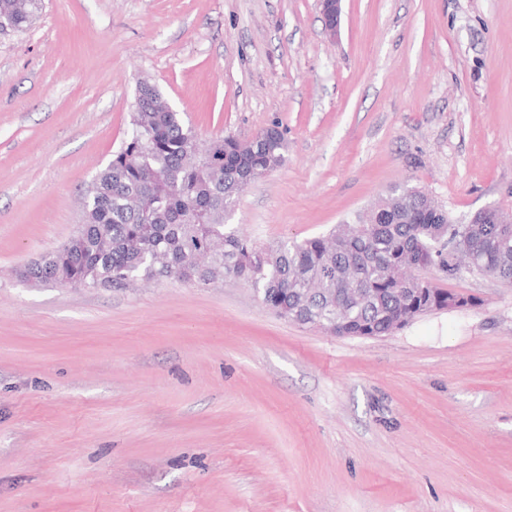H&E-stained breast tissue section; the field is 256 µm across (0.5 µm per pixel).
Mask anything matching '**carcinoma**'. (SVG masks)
I'll list each match as a JSON object with an SVG mask.
<instances>
[{
    "instance_id": "cac0c4a2",
    "label": "carcinoma",
    "mask_w": 512,
    "mask_h": 512,
    "mask_svg": "<svg viewBox=\"0 0 512 512\" xmlns=\"http://www.w3.org/2000/svg\"><path fill=\"white\" fill-rule=\"evenodd\" d=\"M40 0H0V32L31 25ZM126 142L95 178L81 224L61 247L27 263L38 285L124 288L136 280L179 279L207 286L226 277L250 283L283 317L299 310L301 325L349 323L358 334L390 333L412 298L388 266L407 255H431L448 268L445 247L459 242L477 272L512 285V223L473 222L446 210L427 211L395 190L385 209L355 239L336 235L262 246L226 230L244 176L286 162L283 131L251 142L222 135L199 155L192 124L153 86L137 91ZM455 294L437 286L429 305L448 308Z\"/></svg>"
}]
</instances>
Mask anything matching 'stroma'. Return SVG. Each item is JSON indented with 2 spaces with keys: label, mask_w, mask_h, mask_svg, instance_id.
I'll return each instance as SVG.
<instances>
[{
  "label": "stroma",
  "mask_w": 512,
  "mask_h": 512,
  "mask_svg": "<svg viewBox=\"0 0 512 512\" xmlns=\"http://www.w3.org/2000/svg\"><path fill=\"white\" fill-rule=\"evenodd\" d=\"M195 128L272 123L285 164L230 228L328 234L408 184L512 201V0H41L0 33V512H512V286L376 338L248 284L31 285L127 138L139 80Z\"/></svg>",
  "instance_id": "1"
}]
</instances>
